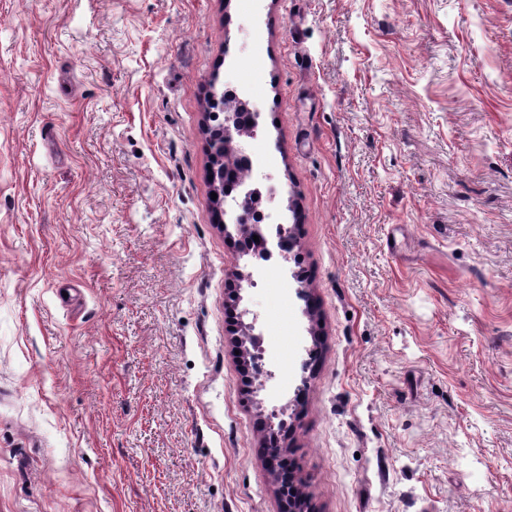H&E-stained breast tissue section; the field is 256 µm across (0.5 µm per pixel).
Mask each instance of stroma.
<instances>
[{"mask_svg": "<svg viewBox=\"0 0 512 512\" xmlns=\"http://www.w3.org/2000/svg\"><path fill=\"white\" fill-rule=\"evenodd\" d=\"M236 72L321 334L246 288L257 397L204 130ZM275 408L316 512H512V0H0V512H284ZM258 323V316L252 313L251 320L238 321V330L234 334L233 342L236 350H239V361L241 366L251 367V362L257 363L262 357V347L259 335L255 334Z\"/></svg>", "mask_w": 512, "mask_h": 512, "instance_id": "35a3bbf8", "label": "stroma"}]
</instances>
